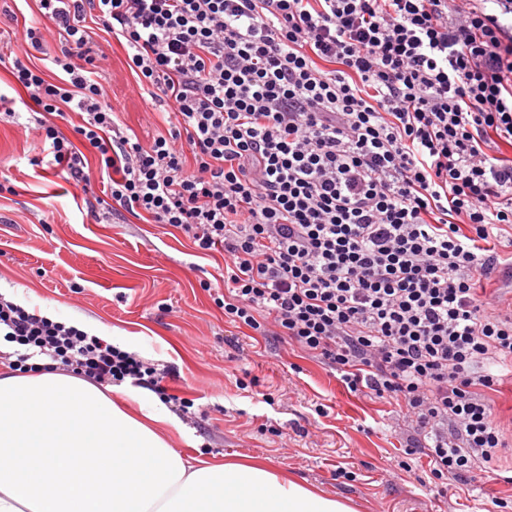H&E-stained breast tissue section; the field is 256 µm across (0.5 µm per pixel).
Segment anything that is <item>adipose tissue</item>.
Returning a JSON list of instances; mask_svg holds the SVG:
<instances>
[{
	"label": "adipose tissue",
	"mask_w": 512,
	"mask_h": 512,
	"mask_svg": "<svg viewBox=\"0 0 512 512\" xmlns=\"http://www.w3.org/2000/svg\"><path fill=\"white\" fill-rule=\"evenodd\" d=\"M61 371L0 377V512H355L262 461L189 462L149 390Z\"/></svg>",
	"instance_id": "1"
}]
</instances>
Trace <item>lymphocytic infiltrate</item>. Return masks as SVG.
<instances>
[{
    "label": "lymphocytic infiltrate",
    "instance_id": "1",
    "mask_svg": "<svg viewBox=\"0 0 512 512\" xmlns=\"http://www.w3.org/2000/svg\"><path fill=\"white\" fill-rule=\"evenodd\" d=\"M15 62L51 166L111 173L114 206L224 252L214 302L252 335L285 336L352 392L411 418L405 453L435 485L498 474L512 431L489 391L512 376V309L479 278L512 271V0H38ZM125 48L141 93L171 111L144 143L106 102L86 19ZM81 118L74 145L58 129ZM12 370L130 383L176 411L164 372L0 297Z\"/></svg>",
    "mask_w": 512,
    "mask_h": 512
}]
</instances>
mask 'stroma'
<instances>
[{
    "label": "stroma",
    "instance_id": "stroma-1",
    "mask_svg": "<svg viewBox=\"0 0 512 512\" xmlns=\"http://www.w3.org/2000/svg\"><path fill=\"white\" fill-rule=\"evenodd\" d=\"M40 19L36 0H0V289L22 288L63 321L89 318L118 345L167 370L169 393L194 402L199 425L173 443L186 457L265 459L356 512H491L512 484L483 474L438 494L427 458L407 460L411 419L362 392L287 340L255 341L224 319L210 295L224 286V255H198L184 235L113 209L97 162L91 183L41 165L37 114L13 61L58 82L49 62L26 58L20 38ZM108 99L120 124L148 142L166 132L165 110L141 95L125 49L98 26ZM324 405L317 415L316 405ZM410 461L411 471L401 470ZM355 472L337 477L338 468Z\"/></svg>",
    "mask_w": 512,
    "mask_h": 512
}]
</instances>
